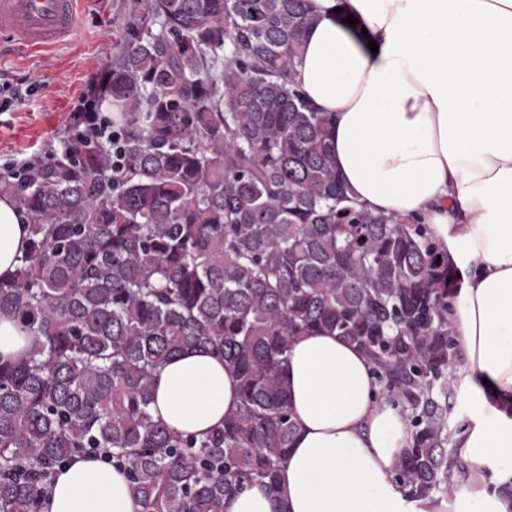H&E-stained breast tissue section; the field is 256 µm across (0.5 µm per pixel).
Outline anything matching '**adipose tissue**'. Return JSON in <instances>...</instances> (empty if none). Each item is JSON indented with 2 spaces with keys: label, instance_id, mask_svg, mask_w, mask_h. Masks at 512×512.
Segmentation results:
<instances>
[{
  "label": "adipose tissue",
  "instance_id": "ef3b65f1",
  "mask_svg": "<svg viewBox=\"0 0 512 512\" xmlns=\"http://www.w3.org/2000/svg\"><path fill=\"white\" fill-rule=\"evenodd\" d=\"M296 80L336 117V172L367 209L412 216L460 281L451 376L474 417L454 436L463 469L455 503L413 512H512V0H310ZM359 21L344 25L345 16ZM377 50H370V43ZM29 226L0 197V277L27 249ZM297 433L278 481L226 501L225 512H403L394 482L410 439L376 404L370 360L332 334L299 338L283 368ZM154 417L183 434L220 427L239 403L223 359L188 349L155 374ZM45 512H139L124 474L77 456Z\"/></svg>",
  "mask_w": 512,
  "mask_h": 512
}]
</instances>
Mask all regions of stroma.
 Masks as SVG:
<instances>
[{
  "instance_id": "stroma-1",
  "label": "stroma",
  "mask_w": 512,
  "mask_h": 512,
  "mask_svg": "<svg viewBox=\"0 0 512 512\" xmlns=\"http://www.w3.org/2000/svg\"><path fill=\"white\" fill-rule=\"evenodd\" d=\"M128 5L129 0H82L74 38L38 54L15 41L0 43V89L24 91L0 114V167L60 147L79 94L112 67Z\"/></svg>"
}]
</instances>
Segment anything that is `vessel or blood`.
I'll return each instance as SVG.
<instances>
[{"label": "vessel or blood", "instance_id": "obj_1", "mask_svg": "<svg viewBox=\"0 0 512 512\" xmlns=\"http://www.w3.org/2000/svg\"><path fill=\"white\" fill-rule=\"evenodd\" d=\"M79 0H0V37L46 51L74 37Z\"/></svg>", "mask_w": 512, "mask_h": 512}]
</instances>
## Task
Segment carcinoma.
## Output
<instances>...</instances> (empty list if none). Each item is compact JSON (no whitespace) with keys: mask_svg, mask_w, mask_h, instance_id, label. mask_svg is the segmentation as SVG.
<instances>
[{"mask_svg":"<svg viewBox=\"0 0 512 512\" xmlns=\"http://www.w3.org/2000/svg\"><path fill=\"white\" fill-rule=\"evenodd\" d=\"M308 0H134L105 84L124 165L65 148L0 178L29 219L0 310L31 336L0 359V512H42L56 468L102 451L139 512H224L277 472L296 424L282 369L299 336L372 361L411 441L395 482L455 496L458 281L425 225L356 204L335 117L295 79ZM189 348L224 357L239 404L204 437L154 418V375Z\"/></svg>","mask_w":512,"mask_h":512,"instance_id":"carcinoma-1","label":"carcinoma"}]
</instances>
